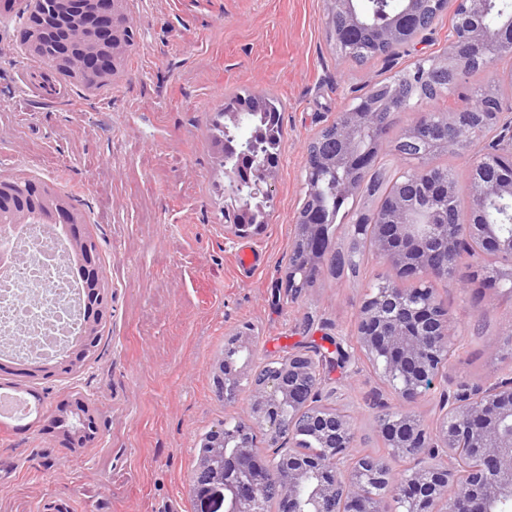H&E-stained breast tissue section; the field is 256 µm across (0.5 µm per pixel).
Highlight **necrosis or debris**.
I'll return each instance as SVG.
<instances>
[{"mask_svg":"<svg viewBox=\"0 0 512 512\" xmlns=\"http://www.w3.org/2000/svg\"><path fill=\"white\" fill-rule=\"evenodd\" d=\"M14 247L19 256L0 273V339L14 338L17 357H54L80 329L78 276L58 264L64 243L42 226L19 241L0 235V249Z\"/></svg>","mask_w":512,"mask_h":512,"instance_id":"4bbe7bcc","label":"necrosis or debris"}]
</instances>
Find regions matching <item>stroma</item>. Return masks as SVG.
I'll use <instances>...</instances> for the list:
<instances>
[{
    "label": "stroma",
    "mask_w": 512,
    "mask_h": 512,
    "mask_svg": "<svg viewBox=\"0 0 512 512\" xmlns=\"http://www.w3.org/2000/svg\"><path fill=\"white\" fill-rule=\"evenodd\" d=\"M137 38L109 85L93 91L20 46L0 21V177L37 179L82 213L95 240L111 308L97 352L62 373L0 359V385L29 391L45 417L0 424V512H197L189 475L205 434L235 410L214 391L224 338L255 327V365L322 336L353 338L369 283L322 270L297 299L282 283L304 202L306 146L372 83L439 56L452 11L418 36L410 55L345 61L325 34L326 0H133ZM283 101L273 214L251 237L264 261L237 265L241 237L224 226V175L209 119L225 94ZM437 296L462 346L449 380L512 370L498 356L512 335V300L453 279ZM329 388L354 418V451H384L367 402L396 399L371 367L335 369ZM84 399L96 419L80 446L47 419Z\"/></svg>",
    "instance_id": "1"
}]
</instances>
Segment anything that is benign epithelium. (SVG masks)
I'll return each instance as SVG.
<instances>
[{
    "instance_id": "1",
    "label": "benign epithelium",
    "mask_w": 512,
    "mask_h": 512,
    "mask_svg": "<svg viewBox=\"0 0 512 512\" xmlns=\"http://www.w3.org/2000/svg\"><path fill=\"white\" fill-rule=\"evenodd\" d=\"M426 0H406L404 13L394 16L377 30L376 40L384 46L399 43L408 33L404 16L420 10ZM59 11L70 17L77 15L84 24L72 26L63 52L50 64L68 77H81L78 53L94 63L104 73L117 71L119 58L126 46L113 23L120 30L133 32L136 22L126 8V0H57ZM329 19L341 15L347 24L364 25L355 0H327ZM45 0H28L29 26L19 32L20 40L37 49L42 35L41 12ZM490 0H456L455 10L471 20L460 28H449L444 56L421 72L409 71L394 75L395 89L430 77L436 71L454 66L461 68L462 49L472 47L486 53L498 46L499 30L485 25ZM414 113L412 124L405 135L418 131L431 138L434 149L453 150L464 143H475L492 137L495 152L481 153L471 168L470 219L457 224H440L434 214L415 200L397 199L391 213L384 218L373 215L375 233L372 255L386 266L390 280L401 281L409 275L420 282H428L459 270L463 257L468 256L492 271L490 280L498 285L504 277L512 279V271H501L488 260L512 258V235L503 236L498 225L490 224L485 213L498 199L512 202V179L489 180L480 176L482 169L493 159L512 161V115L504 113L494 123L461 124L452 114L441 133H436L430 115L423 103L405 108ZM372 143L383 147L386 133L370 122L367 107L361 105L345 113L338 127L336 152L319 160L323 171L334 176L345 170L361 155L360 143L365 134ZM305 199L317 201L322 196L319 176L304 169ZM277 165L267 157L251 156L250 170L239 174L237 168L224 167L230 190L237 195L244 188L265 198L273 196ZM29 205L23 203L13 209L12 221L0 229L17 232L28 224ZM61 227L67 231L68 246L59 255L64 266L83 268V285L79 290L80 316L84 332L63 345L57 354L55 367L70 371L90 356L88 341L99 335V328L108 312L107 285L102 279L99 254L83 233L84 224L67 208L55 214L44 228L52 233ZM419 307L402 288L389 287L379 294L369 295L360 305L354 336L355 352L375 366V373L385 383H394L392 390L401 406L413 405L425 393V385L435 387L443 377L460 347L457 325L453 316L437 297L427 293L418 300ZM251 336L240 334L233 338L232 349L240 355L241 365L230 380L221 381L224 403L233 406L237 414L255 427L275 432L282 421L263 413L268 405L289 406L309 415L306 425L297 433L317 439L320 449L304 460L288 458L272 461L267 469L251 478L239 480L246 468L248 449L239 448L231 455L222 448H213L212 460L204 463L196 480V492L201 496L203 509L224 503L230 496V512H260L267 492V476L280 473L282 498L288 504L298 502L297 494L305 492L303 504L290 512H337V497L342 489L351 490V512H380L381 500L388 494L400 495L405 512H416V501L402 492L409 486L422 488L428 494L431 512H497L499 503L512 500V371L491 377L480 383L457 381L440 387L437 409L432 424H423L411 411H402L403 425L386 432L387 443L398 459L412 450L423 465L395 477L388 463L369 461L355 464L352 455L340 453L337 442L348 440L353 447L354 431L349 416L326 403L311 402L312 393L324 383V365L327 359L315 358L305 351H295L281 365L271 369L262 383L254 387L245 403L236 397L237 382L253 364Z\"/></svg>"
}]
</instances>
